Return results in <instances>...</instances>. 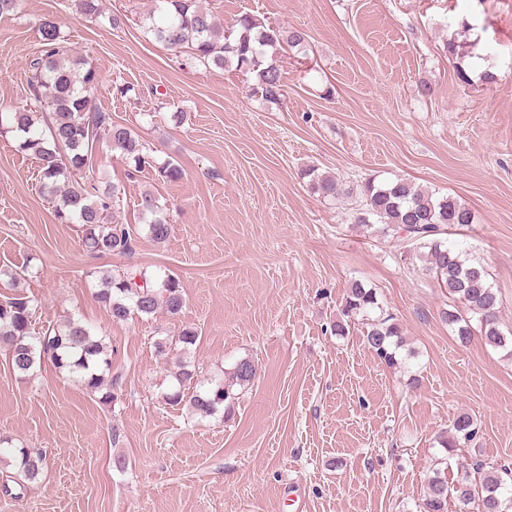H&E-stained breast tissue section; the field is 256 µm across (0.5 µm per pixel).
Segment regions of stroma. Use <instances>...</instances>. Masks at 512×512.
<instances>
[{"label":"stroma","instance_id":"obj_1","mask_svg":"<svg viewBox=\"0 0 512 512\" xmlns=\"http://www.w3.org/2000/svg\"><path fill=\"white\" fill-rule=\"evenodd\" d=\"M201 3L224 25L249 12L307 34L304 52L278 56L280 103L252 94L254 74L156 43L139 22L151 0H103L93 22L76 0H21L0 16V108H25L38 25L54 19L98 75L94 102L184 171L168 183L133 176L120 152L97 150L101 177L125 189L119 220L138 224L151 190L172 226L165 243L142 234L132 254L98 255L78 225L55 221L20 138L0 136V268L21 273L15 286L0 279V297L36 300L40 328L92 326L119 378L109 408L51 363L23 380L0 354V436L48 459L24 497L0 494V512H419L436 469L454 481L465 458L512 467V359L478 335L459 345L441 318L448 293L415 244L352 218L369 179L455 195L475 218L448 241L489 270L500 327L512 331V0ZM115 12L127 26L112 29ZM451 39L491 48L493 80L459 81ZM118 83L131 95L114 96ZM310 165L351 194L311 193ZM133 267L179 279L181 313L114 320L94 273ZM356 280L399 323L401 366L366 347L364 324L333 331ZM186 327L198 332L190 361L201 377L254 362L231 414L192 418L162 404L174 367L153 343ZM462 413L480 433L450 458L439 434Z\"/></svg>","mask_w":512,"mask_h":512}]
</instances>
